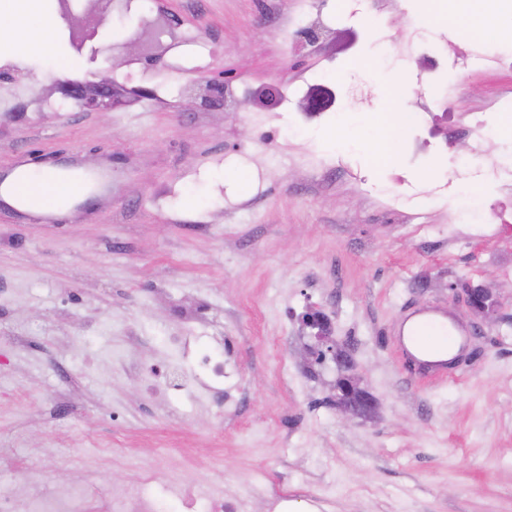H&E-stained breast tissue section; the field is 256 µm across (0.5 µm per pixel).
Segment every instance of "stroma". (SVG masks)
Returning <instances> with one entry per match:
<instances>
[{
	"label": "stroma",
	"mask_w": 512,
	"mask_h": 512,
	"mask_svg": "<svg viewBox=\"0 0 512 512\" xmlns=\"http://www.w3.org/2000/svg\"><path fill=\"white\" fill-rule=\"evenodd\" d=\"M54 13L61 67L36 45L0 105V165L80 156L107 168L111 201L39 223L0 207V493L42 478L56 485H129L143 471L178 474L202 489L224 477L240 512H512V236L452 224L430 207L428 233L388 216L377 198L385 170L369 161L378 132L410 131L421 99L479 110L512 73L387 80L373 41L361 52L285 49L268 34L292 0H145L175 24L221 43L209 66L160 101L136 74L106 112L58 99L30 106L31 86L97 83L117 66L112 21L81 36ZM355 72L344 115L365 148L329 152L331 124L283 141L291 116L251 121L255 102L204 106L205 80L286 86L327 63ZM262 163L254 187L239 151ZM345 162L357 179L328 172ZM494 289L489 318L463 285ZM378 406L345 418L338 370L316 361L298 321L308 305ZM444 306L469 333L458 366L433 377L408 363L390 329L408 310ZM224 355L232 403L213 401L195 349ZM177 385L170 399L164 383Z\"/></svg>",
	"instance_id": "35a3bbf8"
}]
</instances>
